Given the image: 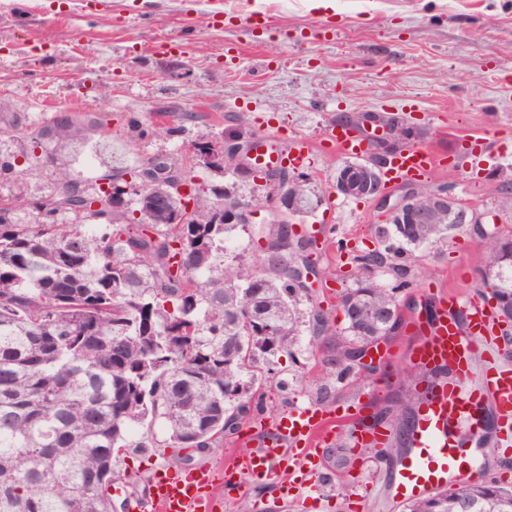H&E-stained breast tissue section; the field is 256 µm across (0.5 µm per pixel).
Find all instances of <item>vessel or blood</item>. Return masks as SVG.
<instances>
[{
	"label": "vessel or blood",
	"instance_id": "b4317fda",
	"mask_svg": "<svg viewBox=\"0 0 512 512\" xmlns=\"http://www.w3.org/2000/svg\"><path fill=\"white\" fill-rule=\"evenodd\" d=\"M438 165L426 148H402L383 172L385 184L421 177ZM420 341L412 352L416 366L448 368L452 381L437 380L419 405L409 433V447L392 471L389 497L393 507L442 490L459 480L479 476L475 461L463 455L455 442L454 425L481 434L495 423L497 447H512V365L500 363L479 369L478 359L493 348L498 321L484 300L456 293L438 299L430 320H411ZM340 417L303 404L282 416L255 448L223 467H199L172 473L157 470L146 495L132 503L133 512H221L224 498L240 494L238 475L255 484L287 492L301 487L324 495L335 477L319 449L337 436ZM385 433L364 424L354 429L355 449L384 445Z\"/></svg>",
	"mask_w": 512,
	"mask_h": 512
}]
</instances>
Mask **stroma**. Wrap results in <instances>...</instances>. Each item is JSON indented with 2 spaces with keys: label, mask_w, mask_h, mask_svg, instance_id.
<instances>
[{
  "label": "stroma",
  "mask_w": 512,
  "mask_h": 512,
  "mask_svg": "<svg viewBox=\"0 0 512 512\" xmlns=\"http://www.w3.org/2000/svg\"><path fill=\"white\" fill-rule=\"evenodd\" d=\"M13 2L0 7V97L39 119L62 109L77 114L80 137L56 152L73 169L88 156V141L118 140L132 116L155 126L159 112L169 113L173 125L186 112L198 119L182 135L148 136L138 152L184 161L191 141L210 134L263 136L282 147L295 138L313 143L303 171L325 202L296 229L315 238V296L332 323L343 321L338 295L354 285L337 241L374 248L372 229L384 221L372 201L333 189L347 158L325 134L340 119L367 111L400 118L409 143L441 159L421 187L453 184L456 197L477 212L498 211L501 186L512 182V0H238L240 9L267 13L269 29L259 37L244 25L214 26L210 14L220 0H112L111 9L72 15L60 14L55 0ZM325 20L336 24L334 39L319 29ZM168 41L183 43V50H166ZM230 43L242 48L240 62L225 63ZM480 151L503 152L499 175L473 172L470 157ZM477 245L462 229L448 247L418 250L408 289L417 315L445 290L476 295ZM413 336L403 325L387 377L337 387L334 406H358L370 416L390 391L412 396L415 371L405 350ZM321 384L309 338L301 336L262 381L266 414L226 438L221 451L206 456L175 444L160 453L120 454L115 468L128 499L143 496L155 468L178 470L186 457L192 466L214 467L250 448L294 404H316ZM322 456L336 472L324 500L287 498L247 481L223 512H390L381 449L355 456L341 437Z\"/></svg>",
  "instance_id": "obj_1"
}]
</instances>
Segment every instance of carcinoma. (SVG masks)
Instances as JSON below:
<instances>
[{"instance_id": "1", "label": "carcinoma", "mask_w": 512, "mask_h": 512, "mask_svg": "<svg viewBox=\"0 0 512 512\" xmlns=\"http://www.w3.org/2000/svg\"><path fill=\"white\" fill-rule=\"evenodd\" d=\"M10 126L19 150L0 153V179L53 167L60 209H45L40 196H0V512H112L114 454L178 443L221 450L263 412L256 384L305 330L315 350L329 337L321 371L345 383L358 345L385 335V311L410 286L413 251L446 245L458 228L423 224L405 237L396 224L376 226L379 247L353 256L355 287L341 294L335 329L313 290L244 258L224 262L234 225L218 215L241 205L245 174L204 163L220 180L191 175L181 196L165 179L141 180L144 167L177 166L176 157L165 164L146 153L128 166L93 143L112 170L103 187L57 165L55 145L74 136L76 115H14ZM288 186L294 209L273 211L266 250L291 257L313 246L293 220L324 198L303 174ZM479 261L495 312L512 313L511 225L482 237ZM383 273L393 277L388 288L378 284ZM408 411L403 401L386 420L398 435L390 453L401 450ZM408 512H512V488L482 478Z\"/></svg>"}]
</instances>
